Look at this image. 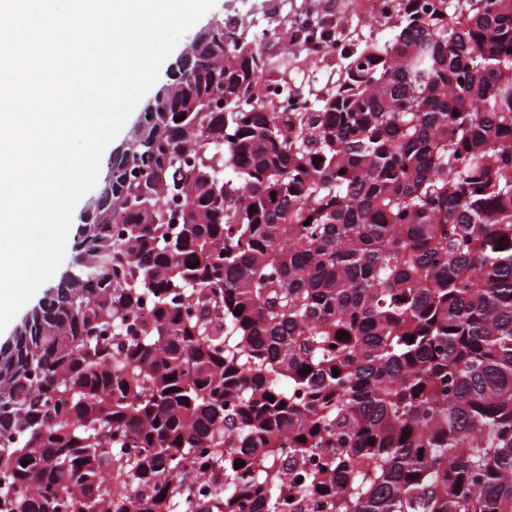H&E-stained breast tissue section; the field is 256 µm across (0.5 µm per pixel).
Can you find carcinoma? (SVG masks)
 Listing matches in <instances>:
<instances>
[{"instance_id":"cac0c4a2","label":"carcinoma","mask_w":512,"mask_h":512,"mask_svg":"<svg viewBox=\"0 0 512 512\" xmlns=\"http://www.w3.org/2000/svg\"><path fill=\"white\" fill-rule=\"evenodd\" d=\"M378 27L300 112L192 42L0 349V512H512V0ZM70 246H71V243L66 245L64 260H63L61 266L59 267V269L57 270V272L55 273V275L39 288V290L37 291L35 296L18 312L16 317L9 323V325L6 327V329L4 331L0 332V342H2L1 346H3L4 348H8L10 346L11 338L10 339H8V338L12 336V334L14 333L15 329L20 324V322L26 320L27 315L25 313L30 308H32L35 304H37L39 299L44 295L45 291L48 288H50L51 286L55 285L60 280L61 276L68 270L70 261H71Z\"/></svg>"}]
</instances>
